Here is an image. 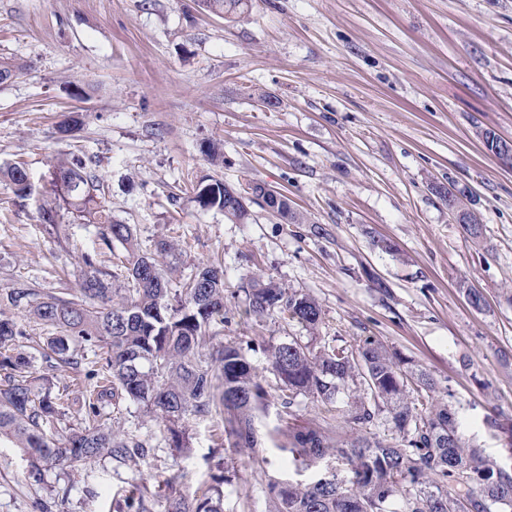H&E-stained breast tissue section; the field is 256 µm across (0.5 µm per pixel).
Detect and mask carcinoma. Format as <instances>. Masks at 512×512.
<instances>
[{"instance_id":"1","label":"carcinoma","mask_w":512,"mask_h":512,"mask_svg":"<svg viewBox=\"0 0 512 512\" xmlns=\"http://www.w3.org/2000/svg\"><path fill=\"white\" fill-rule=\"evenodd\" d=\"M209 12L231 18L244 12L247 0H200ZM15 193L27 197L32 185L20 165L0 169ZM55 206L42 209L48 233L64 210L98 229L100 244L118 242L126 255L116 269L99 267L95 256L82 255L77 300L49 296L33 308L42 324L53 367L78 364L73 344L88 343L101 351L84 400L88 419L100 416V404L129 400L166 422L174 447L190 448L185 418L224 415V433L236 448L256 450L254 418L267 406L269 392L256 367L241 348L222 344L202 365L198 348L213 322H224V270L215 265L195 268L171 287L177 266L164 267L157 255L175 256L174 244L161 240L147 253L134 242L128 224L112 220L99 201L100 183L82 163L60 161L50 181ZM237 192L219 179H203L192 187L203 209L224 210V196ZM248 312L258 318L280 314L314 334L322 323L316 300L281 287L272 279L253 278L244 289ZM25 333L0 319V441L24 449L30 468L46 463L77 468L101 457L129 459L141 445L116 435L110 427L75 429L64 447L51 432L62 411L56 387L42 378L35 392L29 361L17 351ZM271 372L288 390L281 405L288 419L299 396L327 405L347 399L346 407L305 425L287 424L284 432L289 462L300 472L327 459L343 460L349 476L322 481V472L302 483L269 482L274 512H512V469L499 466L467 446L456 413L434 399L436 380L410 365L370 336L353 345L324 343L318 348L295 337L264 347ZM385 418L389 434L344 438L342 425L363 430ZM194 512H223V492L204 493Z\"/></svg>"}]
</instances>
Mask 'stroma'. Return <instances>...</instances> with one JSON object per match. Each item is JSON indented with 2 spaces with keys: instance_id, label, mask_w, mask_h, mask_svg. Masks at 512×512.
<instances>
[{
  "instance_id": "1",
  "label": "stroma",
  "mask_w": 512,
  "mask_h": 512,
  "mask_svg": "<svg viewBox=\"0 0 512 512\" xmlns=\"http://www.w3.org/2000/svg\"><path fill=\"white\" fill-rule=\"evenodd\" d=\"M4 63L23 70L0 81V167L23 166L34 193L18 198L0 181V318L29 335L33 376L66 388L55 439L84 424V382L50 368V328L5 295H77L84 253L108 268L124 252L95 250V228L64 212L58 235L47 233L41 208L53 202L59 156L91 167L142 249L174 242L179 274L223 266L226 320L200 358L226 343L247 348L271 397L255 452L229 445L220 414L188 417L191 447L178 451L162 421L130 402L105 405L103 421L143 444L134 463L36 473L2 441L0 512H124L135 487L149 512H166L217 485L224 512H272L269 481L296 473L276 432L278 380L249 345L304 330L246 314L257 273L318 302L320 339L372 336L429 372L466 441L512 464L486 423L512 417V167L482 139L491 129L512 141V0H248L236 19L197 0H0ZM74 114L78 129L59 138ZM210 140L223 143V166L207 162ZM209 175L281 190L302 223L256 205L246 224L200 209L190 185ZM442 185L479 220V238L452 219ZM471 288L483 308L470 305Z\"/></svg>"
}]
</instances>
